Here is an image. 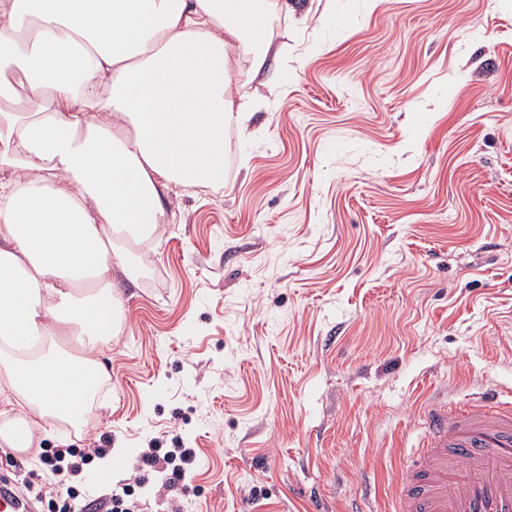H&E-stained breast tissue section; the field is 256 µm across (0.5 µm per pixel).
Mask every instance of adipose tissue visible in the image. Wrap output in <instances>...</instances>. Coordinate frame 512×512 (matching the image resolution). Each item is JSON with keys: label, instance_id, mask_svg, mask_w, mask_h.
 <instances>
[{"label": "adipose tissue", "instance_id": "obj_1", "mask_svg": "<svg viewBox=\"0 0 512 512\" xmlns=\"http://www.w3.org/2000/svg\"><path fill=\"white\" fill-rule=\"evenodd\" d=\"M288 0H0V450L90 420L125 317V238L153 247L163 199L224 182L259 43Z\"/></svg>", "mask_w": 512, "mask_h": 512}]
</instances>
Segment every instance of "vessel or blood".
Segmentation results:
<instances>
[{
    "instance_id": "vessel-or-blood-1",
    "label": "vessel or blood",
    "mask_w": 512,
    "mask_h": 512,
    "mask_svg": "<svg viewBox=\"0 0 512 512\" xmlns=\"http://www.w3.org/2000/svg\"><path fill=\"white\" fill-rule=\"evenodd\" d=\"M424 443L391 488L396 512H512V404L495 389L421 417Z\"/></svg>"
}]
</instances>
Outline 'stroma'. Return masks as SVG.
Listing matches in <instances>:
<instances>
[{
    "mask_svg": "<svg viewBox=\"0 0 512 512\" xmlns=\"http://www.w3.org/2000/svg\"><path fill=\"white\" fill-rule=\"evenodd\" d=\"M225 178L116 285L75 512H394L418 415L512 401V0H290ZM197 449L174 491L155 444ZM57 477L0 452L48 512Z\"/></svg>",
    "mask_w": 512,
    "mask_h": 512,
    "instance_id": "obj_1",
    "label": "stroma"
}]
</instances>
